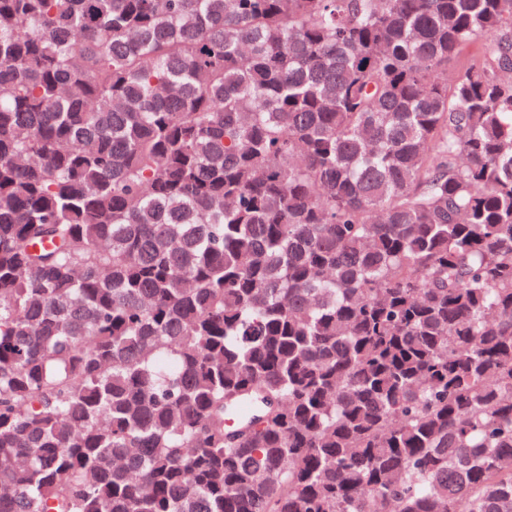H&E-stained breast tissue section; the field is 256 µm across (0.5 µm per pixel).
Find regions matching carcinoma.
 <instances>
[{
  "mask_svg": "<svg viewBox=\"0 0 512 512\" xmlns=\"http://www.w3.org/2000/svg\"><path fill=\"white\" fill-rule=\"evenodd\" d=\"M0 512H512V0H0Z\"/></svg>",
  "mask_w": 512,
  "mask_h": 512,
  "instance_id": "carcinoma-1",
  "label": "carcinoma"
}]
</instances>
